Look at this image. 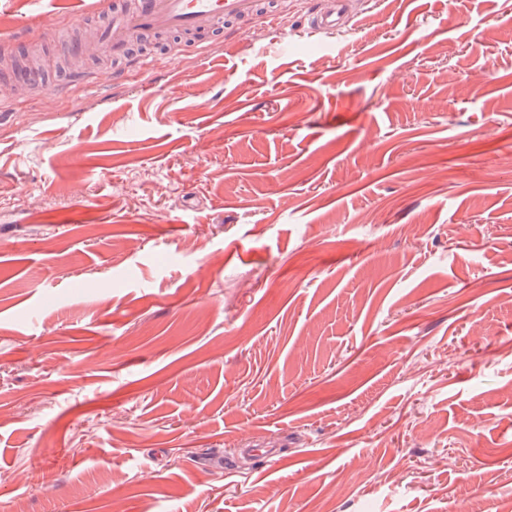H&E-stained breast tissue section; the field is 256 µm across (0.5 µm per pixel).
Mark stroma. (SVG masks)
Returning a JSON list of instances; mask_svg holds the SVG:
<instances>
[{
    "label": "stroma",
    "instance_id": "1",
    "mask_svg": "<svg viewBox=\"0 0 512 512\" xmlns=\"http://www.w3.org/2000/svg\"><path fill=\"white\" fill-rule=\"evenodd\" d=\"M332 5L0 93V512H501L512 0ZM368 2L363 0H336L337 8L335 14L323 15L313 12L308 19L309 25L319 31L328 32L343 25L349 18L350 7L354 2Z\"/></svg>",
    "mask_w": 512,
    "mask_h": 512
}]
</instances>
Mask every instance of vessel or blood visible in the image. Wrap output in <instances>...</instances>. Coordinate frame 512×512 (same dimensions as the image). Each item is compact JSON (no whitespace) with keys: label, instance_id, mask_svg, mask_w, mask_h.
<instances>
[{"label":"vessel or blood","instance_id":"b4317fda","mask_svg":"<svg viewBox=\"0 0 512 512\" xmlns=\"http://www.w3.org/2000/svg\"><path fill=\"white\" fill-rule=\"evenodd\" d=\"M335 13L312 14L309 25L327 32L349 18L354 0H336ZM276 0H114L112 23L98 29L106 53L123 66L144 68L151 57L137 50L139 40L158 34H194L210 27L225 32L242 31L244 23L263 19L278 25L285 17L275 7Z\"/></svg>","mask_w":512,"mask_h":512}]
</instances>
